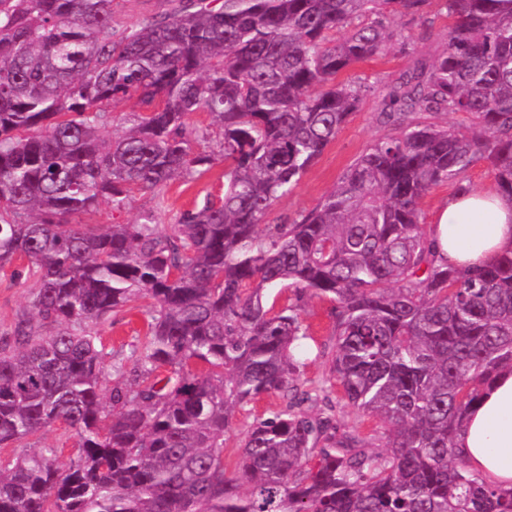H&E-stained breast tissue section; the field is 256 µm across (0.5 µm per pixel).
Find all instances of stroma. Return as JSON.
<instances>
[{
  "instance_id": "1",
  "label": "stroma",
  "mask_w": 512,
  "mask_h": 512,
  "mask_svg": "<svg viewBox=\"0 0 512 512\" xmlns=\"http://www.w3.org/2000/svg\"><path fill=\"white\" fill-rule=\"evenodd\" d=\"M405 41L387 44L384 52L358 63L345 77L364 86V96L336 139L303 174L291 193L279 199L265 218L266 223L280 224L312 209L338 182L344 172L376 140L391 133L392 128L381 122V100L385 89L393 84L417 61L429 60L443 51L447 43L450 21L443 0H424L420 9L399 21ZM224 187V163L216 161L201 175L177 178L161 195L135 194L129 206L121 210L100 204L93 212L83 215L86 224H133L141 214L153 212L157 223L169 226L186 210L202 204L206 195H220ZM13 265L0 267V335L9 332L21 315L29 313L34 292L33 281L16 278ZM331 302L320 298H304L301 318L309 328L310 337L297 349L304 362V379L319 381L329 371L333 317ZM148 321L147 312L133 310L109 318L96 325L103 343L114 359H126L142 341ZM280 405L277 396L266 395L244 410L238 411L228 432L225 450L226 466H233L237 449L254 417L268 415Z\"/></svg>"
}]
</instances>
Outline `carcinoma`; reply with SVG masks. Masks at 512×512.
<instances>
[{"label": "carcinoma", "instance_id": "obj_1", "mask_svg": "<svg viewBox=\"0 0 512 512\" xmlns=\"http://www.w3.org/2000/svg\"><path fill=\"white\" fill-rule=\"evenodd\" d=\"M425 0H180L119 29V0H0V263L35 282L32 312L0 336V447L56 424L79 438L0 458V512H512L455 437L512 367V253L441 262L421 201L470 190L481 160L512 195V0H445L448 43L390 87L376 140L311 210L266 224L362 99L338 76L405 35ZM345 31L335 40L330 32ZM142 107L112 131V104ZM217 123L224 193L170 231L80 224L200 173L188 122ZM462 112L467 132L419 120ZM335 303L330 374L380 423L340 425L331 387L302 380L299 308ZM153 300L131 366L89 330ZM233 472L224 434L263 395Z\"/></svg>", "mask_w": 512, "mask_h": 512}]
</instances>
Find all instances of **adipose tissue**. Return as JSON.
<instances>
[{
	"label": "adipose tissue",
	"instance_id": "1",
	"mask_svg": "<svg viewBox=\"0 0 512 512\" xmlns=\"http://www.w3.org/2000/svg\"><path fill=\"white\" fill-rule=\"evenodd\" d=\"M441 260L480 266L512 252V197L487 191L453 194L430 227ZM456 446L470 469L501 489L512 488V370L500 371L468 411Z\"/></svg>",
	"mask_w": 512,
	"mask_h": 512
}]
</instances>
